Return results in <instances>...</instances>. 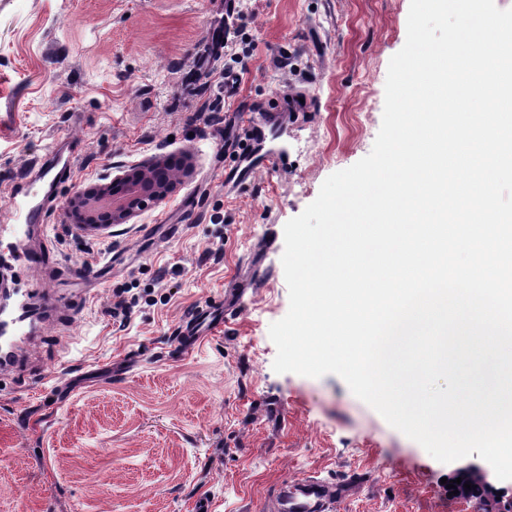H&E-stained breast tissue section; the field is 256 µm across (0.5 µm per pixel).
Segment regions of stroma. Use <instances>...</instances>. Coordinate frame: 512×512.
<instances>
[{
    "mask_svg": "<svg viewBox=\"0 0 512 512\" xmlns=\"http://www.w3.org/2000/svg\"><path fill=\"white\" fill-rule=\"evenodd\" d=\"M410 0H0V222L20 176L70 175L33 249L67 317L17 340L0 378V512H265L286 479L358 481L336 512H473L442 463L338 375L273 369L289 310L284 226L372 149ZM248 12L233 54L200 68L212 22ZM244 68L235 92L224 71ZM278 168L239 187L237 117L285 92ZM156 155L191 174L127 224L79 228L74 193ZM123 268L96 279L112 257ZM251 279L237 314L182 351L183 321ZM134 302L128 320L113 317Z\"/></svg>",
    "mask_w": 512,
    "mask_h": 512,
    "instance_id": "stroma-1",
    "label": "stroma"
}]
</instances>
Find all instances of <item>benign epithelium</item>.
Wrapping results in <instances>:
<instances>
[{"label": "benign epithelium", "mask_w": 512, "mask_h": 512, "mask_svg": "<svg viewBox=\"0 0 512 512\" xmlns=\"http://www.w3.org/2000/svg\"><path fill=\"white\" fill-rule=\"evenodd\" d=\"M175 186L172 162L165 156H155L125 170L109 183L78 190L68 201V213L83 228L126 224L167 199ZM480 474L487 490V512H512V497L498 495L500 489L495 487L488 471L482 469Z\"/></svg>", "instance_id": "benign-epithelium-1"}]
</instances>
